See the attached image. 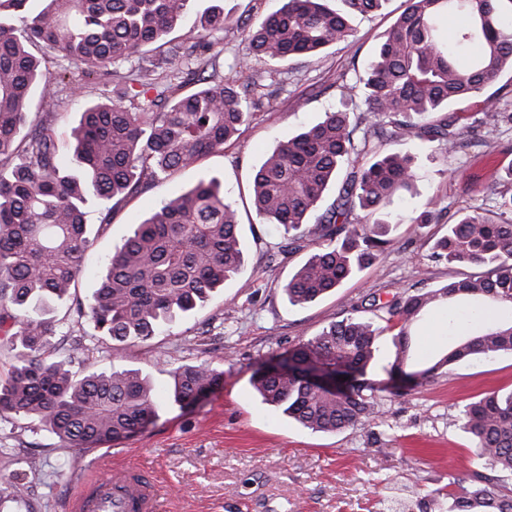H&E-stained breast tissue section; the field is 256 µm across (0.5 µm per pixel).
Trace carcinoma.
Segmentation results:
<instances>
[{
  "label": "carcinoma",
  "instance_id": "1",
  "mask_svg": "<svg viewBox=\"0 0 512 512\" xmlns=\"http://www.w3.org/2000/svg\"><path fill=\"white\" fill-rule=\"evenodd\" d=\"M279 9L252 24L241 22L248 55L229 65L228 76H202L216 60L214 34L230 18L212 12L188 47L169 39L187 15L189 0H42L41 9L14 18L27 0H0V334L8 337L15 364L0 379V414L37 419L66 445L97 448L128 438L152 422L159 405L149 381L132 369L79 374L70 363L85 350L77 339L47 358L55 336L51 307L66 305L95 336L129 346L147 343L163 327L203 307L224 282L244 268L243 244L231 191L217 176L163 200L135 225L102 272L98 288L78 301L72 288L84 273V254L100 225L128 195L167 179L177 169L221 151L257 110L276 99L250 74L266 67L281 85L286 65L355 40L353 16L367 15L385 0H281ZM405 8L375 47L364 72L342 84L340 105L318 123L279 142L255 170L256 215L289 234L281 252L300 249V231L318 250L283 286L288 303L305 306L336 290L377 262L394 244L396 226L436 224L441 200L432 195L406 219L389 210L412 191L418 160L409 152L383 153L373 137L391 135L438 142L439 149L469 146L462 117L450 106L482 96L471 128H493L512 115L487 87L512 72V28L505 23L512 0H404ZM455 16L453 32L442 20ZM147 47L162 57V86L139 67L120 68ZM91 75L116 76L124 84L117 101L89 100L69 138L52 124L59 83L80 84ZM39 99L33 100L35 91ZM45 111L29 121L33 105ZM362 104L363 116L350 109ZM341 183L325 211V192ZM364 212L351 218V204ZM434 262L476 272L422 293L385 303L374 296V322L348 314L288 352V373L261 369L251 379L268 405L316 432L337 433L373 425L374 380L368 378L377 341L392 333L393 361L404 371L412 357L411 329L420 318L457 298L477 302L474 316L485 329L460 338L432 366L406 374L423 382L439 369L475 355L512 352V322L496 311L512 305V221L494 222L468 210L432 246ZM337 366L336 386L311 385L300 368ZM224 373L209 365L171 371L180 406L218 388ZM463 430L496 474L475 471L470 486L448 492L449 506L431 497L419 512H512V391L492 392L467 405Z\"/></svg>",
  "mask_w": 512,
  "mask_h": 512
}]
</instances>
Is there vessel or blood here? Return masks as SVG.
I'll use <instances>...</instances> for the list:
<instances>
[{
    "mask_svg": "<svg viewBox=\"0 0 512 512\" xmlns=\"http://www.w3.org/2000/svg\"><path fill=\"white\" fill-rule=\"evenodd\" d=\"M165 508L155 476L135 468L84 485L69 505L70 512H164Z\"/></svg>",
    "mask_w": 512,
    "mask_h": 512,
    "instance_id": "obj_1",
    "label": "vessel or blood"
}]
</instances>
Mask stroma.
I'll return each mask as SVG.
<instances>
[{"mask_svg": "<svg viewBox=\"0 0 512 512\" xmlns=\"http://www.w3.org/2000/svg\"><path fill=\"white\" fill-rule=\"evenodd\" d=\"M403 3L387 0L382 9L355 16L354 43L293 59L277 110L256 113L223 151L120 203L87 252L76 296L93 293L107 258L162 197L211 176L247 187L268 151L335 107L343 75L365 66ZM122 90L121 84L95 78L77 91L56 86L57 131L68 133L83 100L113 98ZM476 138V146L448 154L433 142L395 137L382 142V150L409 151L419 158L416 190L395 199L393 210L412 211L434 193L445 210L439 223L400 225L387 254L313 305H289L281 287L315 251L314 242L281 253L282 229L259 223L244 194L237 198L242 273L225 281L203 310L164 327L149 345L90 338L87 324L68 319L65 307H57L53 346L86 340L73 370H141L161 408L142 431L118 445L80 452L65 447L39 421L0 416V512H68L82 484L127 466L159 477L170 494L168 512H396L398 505H413L448 483H463L471 471H489L462 429L461 413L483 393L512 390L511 352L448 365L426 382L403 387L397 397L384 370L393 359L391 337L383 335L372 372L379 385L375 422L340 433L315 432L288 419L262 402L251 385L258 368L363 307L370 295L389 301L464 276V268L431 261L435 238L462 211L480 207L498 216L501 194H512V177L506 174L512 166V123L478 130ZM463 318L460 309L445 308L416 325L417 368L432 365L453 345ZM199 364L222 371L223 385L192 405L179 406L172 398L170 371ZM18 481L27 486L20 501L10 495Z\"/></svg>", "mask_w": 512, "mask_h": 512, "instance_id": "35a3bbf8", "label": "stroma"}]
</instances>
